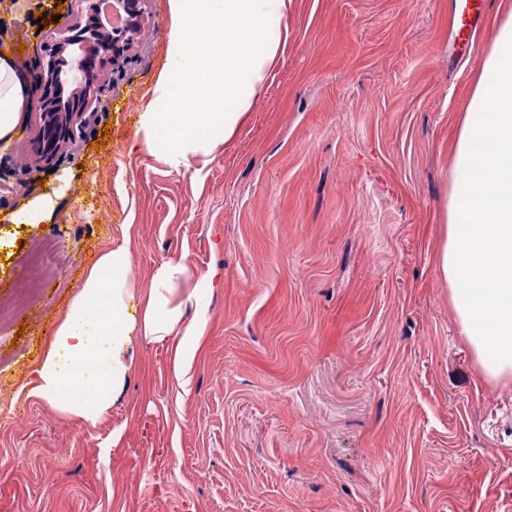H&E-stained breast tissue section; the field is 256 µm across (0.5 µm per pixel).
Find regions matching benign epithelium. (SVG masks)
<instances>
[{
  "mask_svg": "<svg viewBox=\"0 0 512 512\" xmlns=\"http://www.w3.org/2000/svg\"><path fill=\"white\" fill-rule=\"evenodd\" d=\"M149 0H113L112 16L117 22L103 28L98 22V5L91 0L89 22L68 21L60 35L39 60L35 73L40 94L32 100L35 110H45L58 97L70 91L68 110L52 113L43 119L37 162H50L83 137L98 112L102 89L90 90L84 84L85 74L97 65L122 67L128 54L139 43Z\"/></svg>",
  "mask_w": 512,
  "mask_h": 512,
  "instance_id": "1",
  "label": "benign epithelium"
}]
</instances>
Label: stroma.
Instances as JSON below:
<instances>
[{
	"label": "stroma",
	"instance_id": "1",
	"mask_svg": "<svg viewBox=\"0 0 512 512\" xmlns=\"http://www.w3.org/2000/svg\"><path fill=\"white\" fill-rule=\"evenodd\" d=\"M0 0V53L34 61L57 10ZM454 0H293L288 40L229 139L175 170L138 132L167 62L169 0L97 123L36 165L30 110L0 147V512H512V378L490 380L438 267L453 145L512 0H486L474 43ZM44 224L19 217L43 199ZM81 222H73L74 212ZM127 242L129 281L202 274L205 333L187 384L167 345H135L109 413L62 417L29 391L99 255ZM56 268L35 296L28 258Z\"/></svg>",
	"mask_w": 512,
	"mask_h": 512
}]
</instances>
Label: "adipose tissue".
Wrapping results in <instances>:
<instances>
[{"label":"adipose tissue","instance_id":"obj_1","mask_svg":"<svg viewBox=\"0 0 512 512\" xmlns=\"http://www.w3.org/2000/svg\"><path fill=\"white\" fill-rule=\"evenodd\" d=\"M167 64L154 107L140 117L142 142L173 168L206 160L216 134L232 136L252 107L288 32L292 0H169ZM28 78L0 56V142L25 118ZM488 152H480V145ZM439 268L457 323L491 379L512 376V18L483 63L453 147ZM129 252L118 245L88 268L80 290L44 351L33 393L61 415L86 422L112 407L131 369L134 342L175 346L174 372L186 381L190 348L203 336L212 276L200 278L187 303L176 283L187 268L156 270L147 291L128 286Z\"/></svg>","mask_w":512,"mask_h":512}]
</instances>
